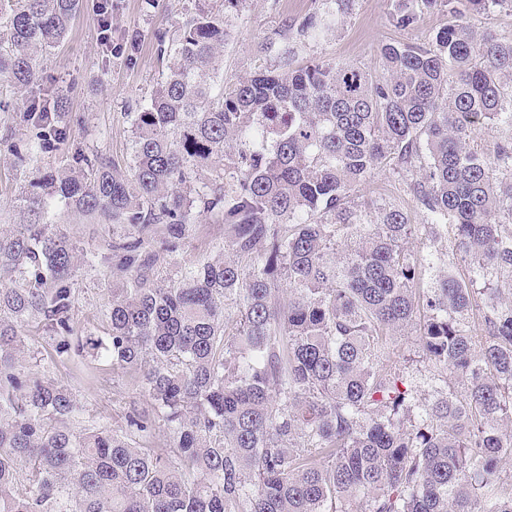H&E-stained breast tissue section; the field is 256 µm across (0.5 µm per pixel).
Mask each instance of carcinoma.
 Listing matches in <instances>:
<instances>
[{"label":"carcinoma","mask_w":512,"mask_h":512,"mask_svg":"<svg viewBox=\"0 0 512 512\" xmlns=\"http://www.w3.org/2000/svg\"><path fill=\"white\" fill-rule=\"evenodd\" d=\"M206 2L154 33L167 75L131 115L129 165L78 150L72 168L36 169L25 222L0 233V512H512V137L471 147L488 126L512 129V38L464 21L508 0H395L398 27L434 8L448 25L426 46L382 45L381 79L346 61L300 65L280 44L336 18L344 0H322L260 44L272 67L227 87L224 17L243 0ZM79 9L0 0V82L42 153L66 139L67 101L41 85L39 61ZM113 10L101 0L104 33ZM387 166L428 225L451 228L455 253L429 288L407 247L421 228L410 211L373 218L351 202ZM59 205L134 230L112 244L129 277L108 339L77 348L131 373L172 432L164 448L109 427L71 432L72 390L19 364L31 318L63 337L57 356L70 350L76 246L52 225ZM204 214L224 224L231 257L175 284L149 276L154 226L175 253ZM419 313L424 358L462 380L428 400L386 363Z\"/></svg>","instance_id":"carcinoma-1"}]
</instances>
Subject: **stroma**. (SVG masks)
Returning a JSON list of instances; mask_svg holds the SVG:
<instances>
[{"mask_svg":"<svg viewBox=\"0 0 512 512\" xmlns=\"http://www.w3.org/2000/svg\"><path fill=\"white\" fill-rule=\"evenodd\" d=\"M111 34H102L96 22L98 0H83L62 43L40 61L46 85L68 98L70 137L56 151L34 160L39 168L72 165L75 146L85 152H99L127 166L131 155V111L146 105L167 72L158 61L151 41L154 31L184 22L195 12L196 0H116ZM321 0H243L237 12L229 14L231 38L224 47L225 80L272 66V58L259 53L258 46L273 35L286 20L318 11ZM391 0H347L345 9L331 25L314 38L291 40L296 58L340 59L355 63L383 76L379 49L385 43L425 44L448 23L446 14L430 11L418 26L395 27ZM31 133L21 113L0 112V231L15 229L21 216L17 199L26 189L31 170L15 164V154L25 151ZM358 203L371 208L397 204L411 209L412 194L406 177L389 170L375 173L360 187ZM54 219L67 230L78 252L71 277L74 301L71 310L73 334L99 337L107 334L106 310L113 290L125 287L126 275L111 257V245L126 237L124 224H97L57 208ZM224 249V226L214 217L200 216L190 225L181 249L165 254L158 269L177 279L189 264L207 260ZM418 327L393 337L390 360L405 366L408 383L419 397L434 391V366L422 360ZM25 337L24 365L29 374L68 385L80 404V412L67 420L69 429L88 433L109 426L129 432V418L148 410L139 386L124 370L96 358L90 352H71L58 357V337L37 321L22 327Z\"/></svg>","mask_w":512,"mask_h":512,"instance_id":"1","label":"stroma"}]
</instances>
